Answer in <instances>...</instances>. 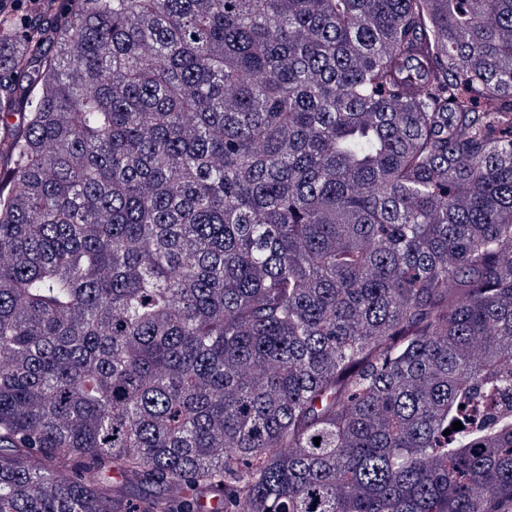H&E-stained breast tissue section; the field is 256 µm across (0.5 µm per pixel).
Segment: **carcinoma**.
I'll return each mask as SVG.
<instances>
[{"instance_id": "carcinoma-1", "label": "carcinoma", "mask_w": 512, "mask_h": 512, "mask_svg": "<svg viewBox=\"0 0 512 512\" xmlns=\"http://www.w3.org/2000/svg\"><path fill=\"white\" fill-rule=\"evenodd\" d=\"M28 2L0 512H512V0Z\"/></svg>"}]
</instances>
